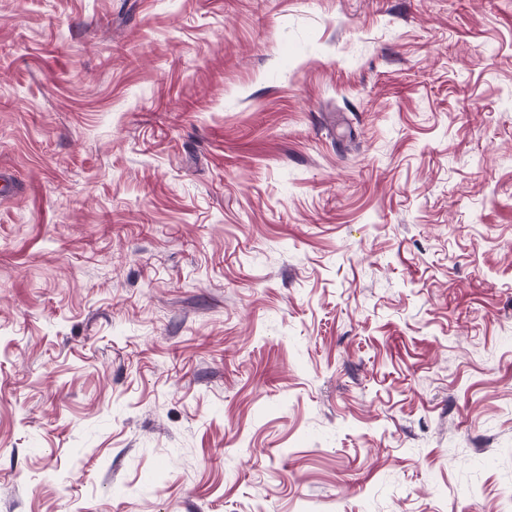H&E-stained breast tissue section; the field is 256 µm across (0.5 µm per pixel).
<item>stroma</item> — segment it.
<instances>
[{"instance_id":"35a3bbf8","label":"stroma","mask_w":512,"mask_h":512,"mask_svg":"<svg viewBox=\"0 0 512 512\" xmlns=\"http://www.w3.org/2000/svg\"><path fill=\"white\" fill-rule=\"evenodd\" d=\"M0 512H512V0H0Z\"/></svg>"}]
</instances>
